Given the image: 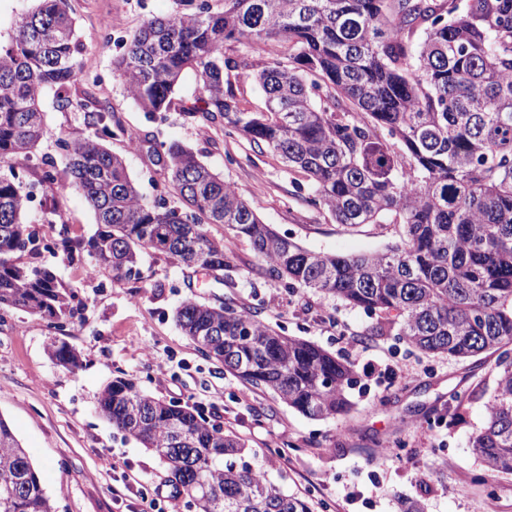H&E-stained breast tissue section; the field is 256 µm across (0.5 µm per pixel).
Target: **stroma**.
I'll return each mask as SVG.
<instances>
[{"mask_svg":"<svg viewBox=\"0 0 512 512\" xmlns=\"http://www.w3.org/2000/svg\"><path fill=\"white\" fill-rule=\"evenodd\" d=\"M70 8L82 47L76 87L94 92L113 121L139 135L137 145L118 135L109 146L124 158L144 198L168 195L154 149L177 141L231 183L263 223L306 248L351 254L381 251L399 241L401 225L348 229L329 213L310 209L304 202L308 181L289 173L278 156L189 118L180 105L199 95L195 72L184 73L169 111L151 114L134 103L112 74L117 47L103 42L101 30L114 25L128 33L147 17L184 10L183 0H70ZM43 106L37 150L13 167L0 166V176H17L26 186L37 183L42 160L60 159L59 139L93 134L89 117L60 108L53 95L44 96ZM26 221L38 242L35 251L19 254V263L53 267L82 305L60 328L23 311H0V418L26 448L55 512H139L136 484L164 496L171 491L159 460L124 438L96 409L105 385L121 372L148 393L193 404L208 420L237 433L248 446L249 461L286 494L306 500L313 512H323L326 503L330 512H402L407 500L419 501L424 512H512V476L482 483L483 467L468 448L497 386L496 355L485 354L479 366L471 359L427 357L388 333L364 338L373 316L260 275L249 242L220 224L208 230L236 259L229 287L207 271L183 268L150 250L141 254V280L119 282L107 269L86 280L90 256L70 258L59 243L60 229L83 242L97 229L93 210L72 189L41 194ZM227 297L261 308L274 328L355 365L371 358L408 373L359 377L347 414L307 418L272 394L244 386L198 351L173 320L185 299L216 303ZM62 342L77 352L76 369L50 356L51 345ZM457 394L467 401L460 417L451 419L445 411ZM430 412L440 415V422L426 424Z\"/></svg>","mask_w":512,"mask_h":512,"instance_id":"obj_1","label":"stroma"}]
</instances>
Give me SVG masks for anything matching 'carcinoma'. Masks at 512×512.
Returning <instances> with one entry per match:
<instances>
[{"label":"carcinoma","instance_id":"obj_1","mask_svg":"<svg viewBox=\"0 0 512 512\" xmlns=\"http://www.w3.org/2000/svg\"><path fill=\"white\" fill-rule=\"evenodd\" d=\"M190 9L146 18L113 59V75L145 112L168 111L181 75L200 77L185 108L280 156L310 185L308 205L344 227L400 224V242L383 251L321 253L260 221L235 188L188 147L160 143L157 163L181 205L145 199L106 142L109 107L72 93L81 73L69 0H36L0 42V163L28 158L40 142L42 96L86 112L95 132L61 139L67 181L53 159L41 183L80 192L98 230L87 242L60 232L71 254L87 251L91 269L116 281L141 279L147 249L220 281L233 267L209 224L249 241L266 273L359 308L407 346L454 359L512 350V0H187ZM234 43L261 44L258 65L225 55ZM249 71L264 109H244L231 74ZM383 129L381 138L376 130ZM28 192L0 177V310L63 324L77 294L44 266H21L33 249L24 222ZM175 320L206 357L244 385L270 392L311 419L346 413L355 364L315 343L276 331L259 312L226 298H192ZM52 357L78 366L75 351ZM100 413L167 468L176 495L195 512H312L263 469L245 460V441L188 403L166 401L117 376L98 397ZM490 482L512 475V362L499 372L487 419L470 438ZM0 512H54L25 448L0 417Z\"/></svg>","mask_w":512,"mask_h":512}]
</instances>
